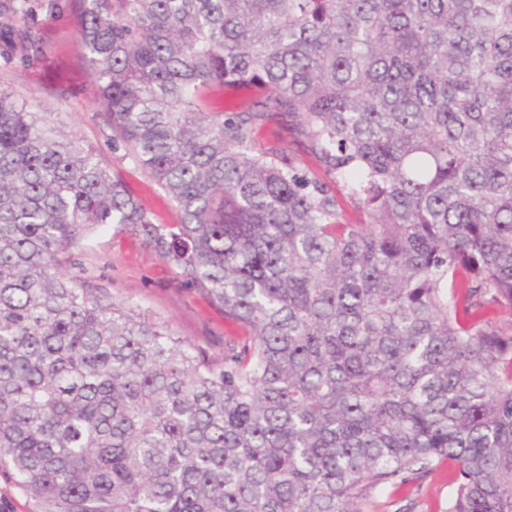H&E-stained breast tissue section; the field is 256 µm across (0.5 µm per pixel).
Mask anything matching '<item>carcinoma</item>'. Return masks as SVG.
I'll use <instances>...</instances> for the list:
<instances>
[{"instance_id": "cac0c4a2", "label": "carcinoma", "mask_w": 512, "mask_h": 512, "mask_svg": "<svg viewBox=\"0 0 512 512\" xmlns=\"http://www.w3.org/2000/svg\"><path fill=\"white\" fill-rule=\"evenodd\" d=\"M68 2L180 223L0 90V470L38 512H361L446 460L448 512H512V0ZM56 8L0 0L6 59ZM280 113L324 177L256 147ZM107 225L247 335L93 292Z\"/></svg>"}]
</instances>
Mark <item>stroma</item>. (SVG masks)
<instances>
[{
  "mask_svg": "<svg viewBox=\"0 0 512 512\" xmlns=\"http://www.w3.org/2000/svg\"><path fill=\"white\" fill-rule=\"evenodd\" d=\"M82 17L67 4L41 13L38 26L42 46L26 60L5 62L0 57V84L11 87L49 112L54 125L78 133L105 158L137 195L158 224H175L179 214L166 194L152 183L123 150L112 147L110 132L96 115L95 86L79 41ZM294 151L313 174L321 166L298 132L297 119L279 115L258 128L256 142H273ZM86 264L95 278L92 287L118 299H128L168 320L174 332L222 355L231 328L221 308L200 290L188 287L182 270L162 261L144 240L128 231L104 228L85 248ZM453 487L447 464L426 476L411 479L398 491H374L362 512H447Z\"/></svg>",
  "mask_w": 512,
  "mask_h": 512,
  "instance_id": "35a3bbf8",
  "label": "stroma"
}]
</instances>
